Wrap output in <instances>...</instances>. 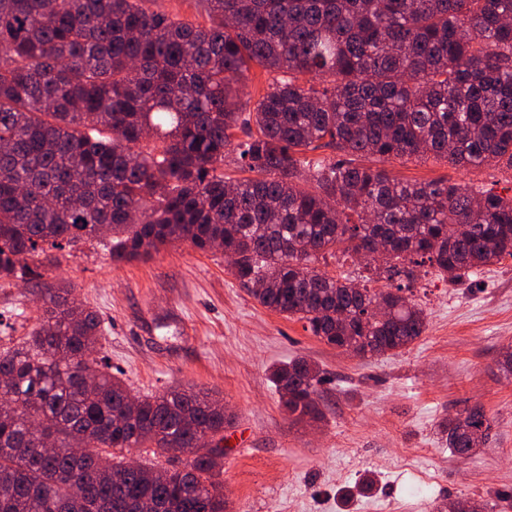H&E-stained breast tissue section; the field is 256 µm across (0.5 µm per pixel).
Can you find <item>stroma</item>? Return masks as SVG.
Instances as JSON below:
<instances>
[{
  "label": "stroma",
  "instance_id": "1",
  "mask_svg": "<svg viewBox=\"0 0 512 512\" xmlns=\"http://www.w3.org/2000/svg\"><path fill=\"white\" fill-rule=\"evenodd\" d=\"M385 168L402 180L444 177L512 194L506 168L415 157ZM40 272L29 283L0 281V347L25 341L47 290L69 283L105 326L98 358L132 394L190 388L223 403L226 512H437L461 495L512 494V378L498 369L512 345V256L458 283L433 270L420 276L411 297L426 314L423 335L365 358L262 307L220 251L174 243L116 264L105 243L85 239L49 251ZM298 357L325 378L316 423H291L269 378ZM475 406L492 427L460 459L442 426Z\"/></svg>",
  "mask_w": 512,
  "mask_h": 512
}]
</instances>
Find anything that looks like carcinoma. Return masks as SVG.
Instances as JSON below:
<instances>
[{"label":"carcinoma","instance_id":"cac0c4a2","mask_svg":"<svg viewBox=\"0 0 512 512\" xmlns=\"http://www.w3.org/2000/svg\"><path fill=\"white\" fill-rule=\"evenodd\" d=\"M147 2L0 0V280L41 276L46 244L104 233L114 263L220 246L262 306L378 356L425 330L403 295L421 267L456 282L512 256V196L378 167L512 169V0H205L207 26ZM255 65L276 77L253 102ZM322 148L339 158L307 156ZM230 155L246 177L218 171ZM375 238L385 253L366 280L387 290L315 267ZM47 294L27 345L0 350V512H224V406L132 396L94 356L98 313L66 288ZM271 378L291 421L323 418L311 363ZM490 429L470 408L448 420V447L470 456ZM133 448L165 464L130 468ZM180 448L195 449L182 467Z\"/></svg>","mask_w":512,"mask_h":512}]
</instances>
